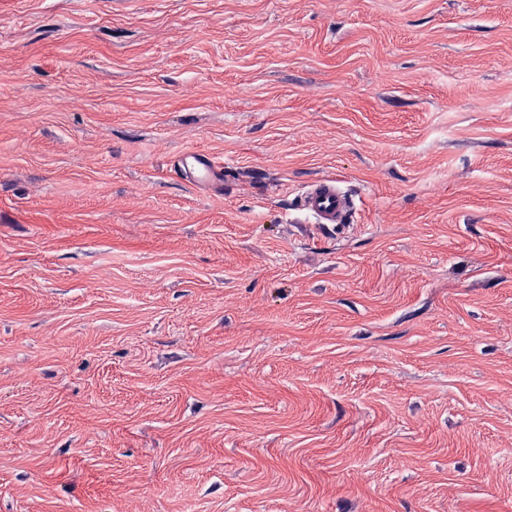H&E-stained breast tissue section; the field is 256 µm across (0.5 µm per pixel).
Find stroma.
Instances as JSON below:
<instances>
[{
    "label": "stroma",
    "instance_id": "35a3bbf8",
    "mask_svg": "<svg viewBox=\"0 0 512 512\" xmlns=\"http://www.w3.org/2000/svg\"><path fill=\"white\" fill-rule=\"evenodd\" d=\"M0 512H512V0H0ZM178 167L199 189H219L224 183V167L209 153L201 151L183 153L179 156ZM300 206L323 228L347 224L354 203L335 178L325 177L308 184L300 196Z\"/></svg>",
    "mask_w": 512,
    "mask_h": 512
}]
</instances>
